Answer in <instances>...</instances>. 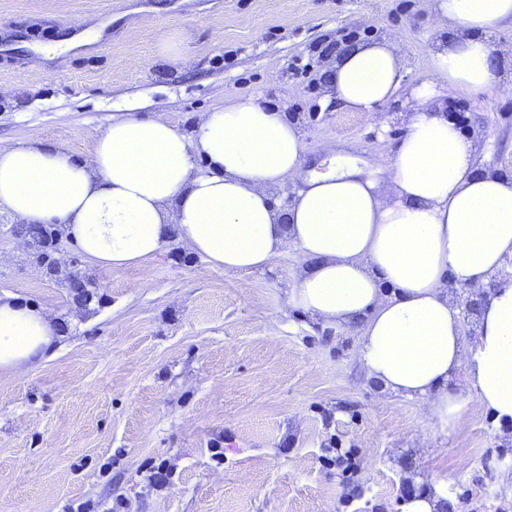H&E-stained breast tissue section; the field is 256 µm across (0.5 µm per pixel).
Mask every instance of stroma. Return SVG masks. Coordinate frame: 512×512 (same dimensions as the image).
<instances>
[{
  "label": "stroma",
  "instance_id": "stroma-1",
  "mask_svg": "<svg viewBox=\"0 0 512 512\" xmlns=\"http://www.w3.org/2000/svg\"><path fill=\"white\" fill-rule=\"evenodd\" d=\"M184 62L162 53L172 29ZM426 0H0V140L89 157L113 117L164 114L182 132L240 95L294 113L307 168L332 145L387 164L395 114L351 112L323 72L354 44L400 42L406 78L431 75ZM74 39L72 49L49 46ZM500 85L444 91L480 134L479 166L512 173V26L494 32ZM0 210V294L63 321L51 357L0 374V512H403L448 479V512H512V423L495 425L465 374L455 426L379 392L356 334L287 306L302 259L227 274L171 245L140 267L81 260L87 304L48 279ZM353 450L350 498L330 449Z\"/></svg>",
  "mask_w": 512,
  "mask_h": 512
}]
</instances>
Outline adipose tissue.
<instances>
[{"label": "adipose tissue", "mask_w": 512, "mask_h": 512, "mask_svg": "<svg viewBox=\"0 0 512 512\" xmlns=\"http://www.w3.org/2000/svg\"><path fill=\"white\" fill-rule=\"evenodd\" d=\"M439 29L432 79L414 85L384 176L331 156L305 172L302 135L254 97L201 115L190 133L164 115L113 119L89 158L0 141V207L26 224L62 225L102 269L141 266L171 244L228 273L295 250L304 268L287 298L358 335L359 362L391 392L456 425L459 368L495 422L512 421V284L482 302L465 345L449 288L483 283L512 258V174L483 169L475 139L448 119L437 84L479 98L496 88L489 34L512 23V0H429ZM404 54L393 42L344 50L325 74L341 108L376 112L397 97ZM289 196L279 216L275 194ZM53 316L0 297V373L40 361L59 339Z\"/></svg>", "instance_id": "obj_1"}]
</instances>
